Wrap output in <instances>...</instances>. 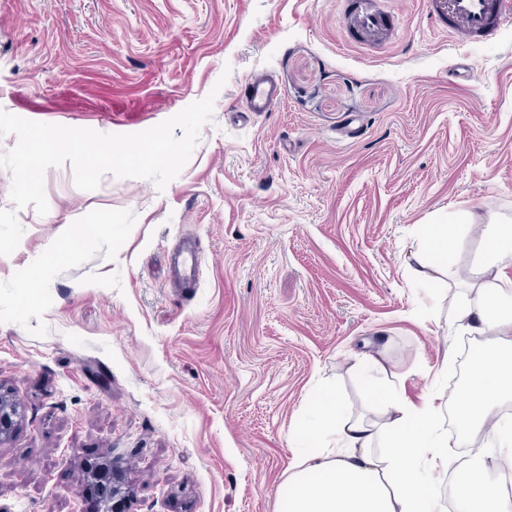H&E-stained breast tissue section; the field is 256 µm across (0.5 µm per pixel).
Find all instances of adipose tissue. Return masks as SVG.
I'll list each match as a JSON object with an SVG mask.
<instances>
[{"mask_svg": "<svg viewBox=\"0 0 512 512\" xmlns=\"http://www.w3.org/2000/svg\"><path fill=\"white\" fill-rule=\"evenodd\" d=\"M463 235L483 250L467 272L455 258ZM412 257L421 288H456L453 324L479 340L467 401L446 425L438 386L414 404L387 382L379 356L362 354L351 372L384 406V417L352 415L332 389L311 402L296 429V470L281 491L285 512H445L438 484L452 468L455 512H512V495L494 479L512 470V225L493 212L484 224L465 212L443 213L425 225ZM481 436L494 452L459 460L457 448Z\"/></svg>", "mask_w": 512, "mask_h": 512, "instance_id": "1", "label": "adipose tissue"}]
</instances>
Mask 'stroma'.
Here are the masks:
<instances>
[{
	"mask_svg": "<svg viewBox=\"0 0 512 512\" xmlns=\"http://www.w3.org/2000/svg\"><path fill=\"white\" fill-rule=\"evenodd\" d=\"M383 41L341 0H0V109L131 134L217 91L214 120L165 189L49 169L46 215L0 255V389L24 410L0 445V512H89L110 457L122 512H281L292 431L348 368L393 365L403 394L470 363L450 301L414 283L423 225L512 219V28L488 43L390 0ZM267 74L270 111L242 86ZM195 240L194 283L171 253ZM457 360L437 377L445 349Z\"/></svg>",
	"mask_w": 512,
	"mask_h": 512,
	"instance_id": "1",
	"label": "stroma"
}]
</instances>
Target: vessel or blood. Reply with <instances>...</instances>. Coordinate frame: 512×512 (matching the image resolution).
Listing matches in <instances>:
<instances>
[{"mask_svg": "<svg viewBox=\"0 0 512 512\" xmlns=\"http://www.w3.org/2000/svg\"><path fill=\"white\" fill-rule=\"evenodd\" d=\"M344 17L350 28L368 41L382 40L390 31L391 13L378 0H348ZM427 17L456 38L490 41L501 30L512 27V0H427ZM274 98L275 86L270 76L252 80L247 95L250 111H269ZM174 265L183 282L195 281L200 266L198 249L192 245L182 247L175 255Z\"/></svg>", "mask_w": 512, "mask_h": 512, "instance_id": "b4317fda", "label": "vessel or blood"}]
</instances>
